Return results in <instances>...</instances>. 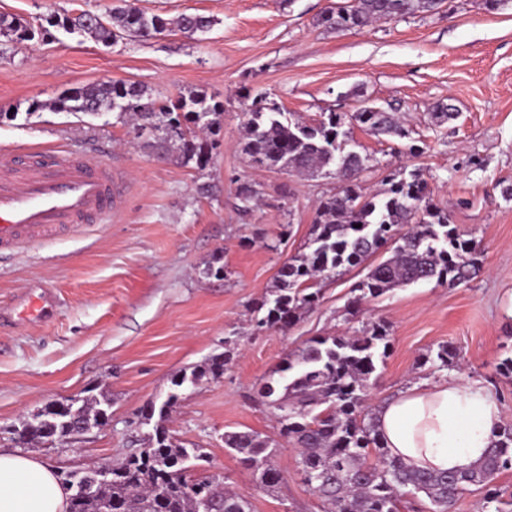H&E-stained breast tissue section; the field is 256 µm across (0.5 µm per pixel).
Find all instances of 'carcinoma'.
Returning a JSON list of instances; mask_svg holds the SVG:
<instances>
[{"mask_svg":"<svg viewBox=\"0 0 512 512\" xmlns=\"http://www.w3.org/2000/svg\"><path fill=\"white\" fill-rule=\"evenodd\" d=\"M442 0H345L325 12L318 24L331 31L363 28L378 20H392L434 13ZM72 33L111 42L124 35L144 37L168 29L159 16H146L130 5L105 14L83 11L51 20ZM175 25L194 35L207 30L211 20L184 14ZM22 42L34 38L32 27L18 19L0 17V39ZM59 112L94 115L119 112L152 135L163 155H175L184 164L199 168L212 159L215 142L200 138L205 130L216 134L222 105L201 92L182 95L171 106L153 98L144 87L125 81L102 82L73 88L54 102ZM248 134L242 151L268 169L292 176L334 174L339 189L325 197L317 209L308 253L292 256L279 269L265 324L285 326L319 301L315 289L324 275L340 274L370 260L388 243L391 254L370 265L366 278L350 305L357 307L402 286L420 281H467L476 264V244L449 224L448 215L426 201L422 182L414 178L391 179L383 195L367 196L359 185L366 158L342 146L346 133L336 113L316 122L292 121L282 109L261 97L249 110ZM355 120L377 134L402 135L390 112L365 110ZM388 331L381 322L362 329L358 336H318L308 340L284 385L267 381L260 397L273 408L280 435L298 451L301 472H316L311 490L320 498L324 512H398L401 498L424 495L433 512H451L459 495L474 486L484 491L488 512H508L497 488L499 475L512 470V426L500 429L483 459L463 471L433 473L409 470L391 457L377 434L375 414L364 411L371 375L378 359L388 350ZM218 361L194 370L175 381L196 384L215 373ZM108 408L99 401L76 405L64 419L53 406L22 422L32 443L42 438L45 427L64 430L80 423L100 425ZM165 410L149 438L150 447L127 455L112 468V478L93 488L76 506V512H111L119 502L128 512H204L193 487L205 486L210 512H251L250 502L224 489L215 475L193 479L187 462L195 449L173 442L163 425ZM224 446L235 451L248 469L262 468L276 482L281 478L274 465L277 449L267 439L250 432L224 433Z\"/></svg>","mask_w":512,"mask_h":512,"instance_id":"obj_1","label":"carcinoma"}]
</instances>
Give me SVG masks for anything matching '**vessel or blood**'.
I'll return each mask as SVG.
<instances>
[{
    "label": "vessel or blood",
    "mask_w": 512,
    "mask_h": 512,
    "mask_svg": "<svg viewBox=\"0 0 512 512\" xmlns=\"http://www.w3.org/2000/svg\"><path fill=\"white\" fill-rule=\"evenodd\" d=\"M122 185L111 167L72 152L15 167L0 160V252H22L119 210Z\"/></svg>",
    "instance_id": "b4317fda"
}]
</instances>
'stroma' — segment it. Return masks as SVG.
<instances>
[{
	"label": "stroma",
	"mask_w": 512,
	"mask_h": 512,
	"mask_svg": "<svg viewBox=\"0 0 512 512\" xmlns=\"http://www.w3.org/2000/svg\"><path fill=\"white\" fill-rule=\"evenodd\" d=\"M119 0H0V15L39 25L53 13H104ZM150 15L210 17L207 32L166 31L105 44L47 26L0 44V155L70 150L112 164L124 205L100 224L62 233L22 254L0 252V448L10 428L46 405L108 398L111 417L73 439L27 452L56 472L83 471L146 447L148 404L179 400L166 427L199 449L212 472L247 498L251 512H322L293 447L279 439L258 395L315 336L353 334L379 320L391 348L372 376L378 410L407 389L446 376L478 380L512 424V2L445 0L435 14L381 20L340 33L317 26L337 0H135ZM108 80L135 82L161 101L195 89L223 103L221 146L207 166L158 156L115 112H56L65 91ZM291 118L340 116L349 149L367 156L366 194L386 178L418 175L480 254L460 285L419 282L346 312L361 269L320 282L317 306L284 328L259 327L260 301L279 268L308 244L333 177H296L257 166L241 150L256 96ZM449 104L455 116L432 114ZM397 112L403 136L374 135L356 112ZM251 186L259 199L240 208ZM222 275L207 274L212 262ZM456 353L437 369L439 346ZM229 353L221 374L174 387L183 372ZM277 441L282 474L272 488L225 448V433Z\"/></svg>",
	"instance_id": "35a3bbf8"
}]
</instances>
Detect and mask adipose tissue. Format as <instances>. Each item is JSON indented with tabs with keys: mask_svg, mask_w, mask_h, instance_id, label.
Returning <instances> with one entry per match:
<instances>
[{
	"mask_svg": "<svg viewBox=\"0 0 512 512\" xmlns=\"http://www.w3.org/2000/svg\"><path fill=\"white\" fill-rule=\"evenodd\" d=\"M379 437L406 466L432 472L478 462L502 425L499 404L478 381L416 385L377 413ZM71 490L38 459L0 451V512H68Z\"/></svg>",
	"mask_w": 512,
	"mask_h": 512,
	"instance_id": "adipose-tissue-1",
	"label": "adipose tissue"
}]
</instances>
